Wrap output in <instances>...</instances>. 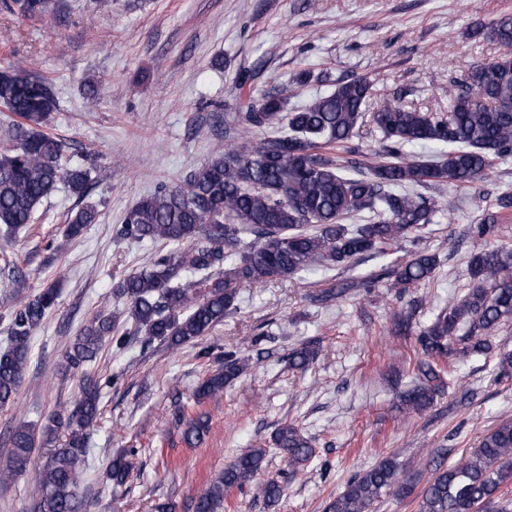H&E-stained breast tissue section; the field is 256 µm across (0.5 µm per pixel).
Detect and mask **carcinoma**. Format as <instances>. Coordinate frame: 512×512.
I'll use <instances>...</instances> for the list:
<instances>
[{"label":"carcinoma","mask_w":512,"mask_h":512,"mask_svg":"<svg viewBox=\"0 0 512 512\" xmlns=\"http://www.w3.org/2000/svg\"><path fill=\"white\" fill-rule=\"evenodd\" d=\"M13 9L38 19L54 9L53 0H12ZM491 39L503 52L471 67L458 80L460 92L446 109H417L392 97L373 109L381 133L374 160L351 143L371 99L363 77L334 80V89L300 107H288L279 91L248 96L239 105L244 131L224 150L190 172L177 186L163 185L127 214L120 235L132 242H164L175 249L156 256L118 282L115 309H101L80 327L67 353L68 366L82 373L72 410L49 414L41 433L20 421L9 431L11 451L0 467V486L21 476L38 443L48 444L66 428L64 443L43 457L31 512H86L79 493L87 469L91 434L101 416V384L88 368L108 344L122 349L131 333L172 349L206 335L238 309L237 287L262 288L315 264L345 267L353 259L397 244L444 212L432 191L460 188L485 178L497 161L512 156V15L489 23ZM325 72L300 69L296 87L326 82ZM49 80L16 66L0 76V106L10 143L0 151V228L10 239L34 223L41 202L59 186L83 196L92 168L62 163L65 145L47 132L58 103ZM259 136H253V133ZM422 142L444 148L421 160L408 147ZM512 211V190H503L477 223L479 238L494 234L501 214ZM361 217L363 223L346 220ZM98 211L83 207L68 215L64 235L79 238ZM438 266L436 254L414 251L409 259L365 280L344 281L328 299L367 291L384 281L391 288H413ZM473 288L440 310L417 335L423 359L416 363V385L399 395L401 411L429 407L444 386L440 362L456 351L468 356L490 349L489 334L512 318V250L481 249L469 260ZM14 303L7 314L9 346L0 351V408L19 392L31 343L47 315L58 305L59 287L51 283L24 296L23 275L14 279ZM316 357L308 345L295 349L290 365L306 368ZM248 359L236 349L205 373L189 396L196 406L218 397L240 379ZM173 418L185 424L184 442L193 447L207 428L206 417L185 416L178 405ZM287 470L282 479H260L267 449L248 448L191 498L189 512H224V497L234 489L254 490L274 506L288 479L315 455L311 441L286 424L274 436ZM127 454L112 458L106 475L126 484L133 469ZM512 483V420L488 430L476 448L452 465L436 466L420 492V512H488L501 486ZM415 486L402 476L392 456L355 474L346 488L325 504V512H370L390 491L401 497Z\"/></svg>","instance_id":"obj_1"}]
</instances>
